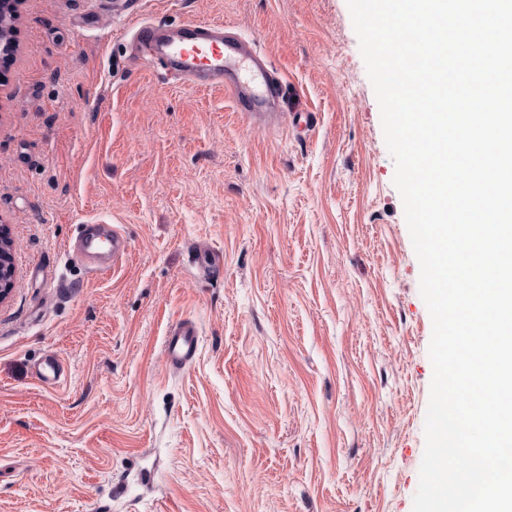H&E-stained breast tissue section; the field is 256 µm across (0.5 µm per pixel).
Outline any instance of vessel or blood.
Masks as SVG:
<instances>
[{"label":"vessel or blood","mask_w":512,"mask_h":512,"mask_svg":"<svg viewBox=\"0 0 512 512\" xmlns=\"http://www.w3.org/2000/svg\"><path fill=\"white\" fill-rule=\"evenodd\" d=\"M135 50L144 63L164 66L188 85L223 90L242 112H267L284 98L283 76L230 25L195 20L144 24L136 32ZM126 250L124 237L108 224L85 225L73 248L76 259L93 272L107 271ZM198 343L196 323L182 320L167 331L163 353L172 368L182 369L194 359ZM63 372L62 362L52 357L37 366L35 377L53 385Z\"/></svg>","instance_id":"vessel-or-blood-1"}]
</instances>
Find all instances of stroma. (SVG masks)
<instances>
[{"label": "stroma", "instance_id": "stroma-1", "mask_svg": "<svg viewBox=\"0 0 512 512\" xmlns=\"http://www.w3.org/2000/svg\"><path fill=\"white\" fill-rule=\"evenodd\" d=\"M16 7L0 512H413L432 320L347 0ZM186 20L252 39L311 122L130 58L141 24ZM84 224L126 237L109 271L70 259ZM184 318L199 347L175 370ZM199 343V329L186 319L172 325L163 341V353L172 368L183 369L194 359ZM62 362L56 357L43 360L35 369V377L46 385L58 383L63 375Z\"/></svg>", "mask_w": 512, "mask_h": 512}]
</instances>
